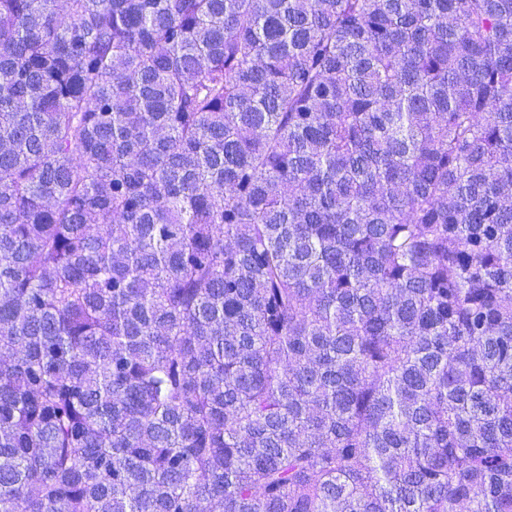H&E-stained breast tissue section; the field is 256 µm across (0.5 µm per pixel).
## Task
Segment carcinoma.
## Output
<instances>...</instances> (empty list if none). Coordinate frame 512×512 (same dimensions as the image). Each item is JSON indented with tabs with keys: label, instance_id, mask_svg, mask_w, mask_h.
<instances>
[{
	"label": "carcinoma",
	"instance_id": "carcinoma-1",
	"mask_svg": "<svg viewBox=\"0 0 512 512\" xmlns=\"http://www.w3.org/2000/svg\"><path fill=\"white\" fill-rule=\"evenodd\" d=\"M512 512V0H0V512Z\"/></svg>",
	"mask_w": 512,
	"mask_h": 512
}]
</instances>
